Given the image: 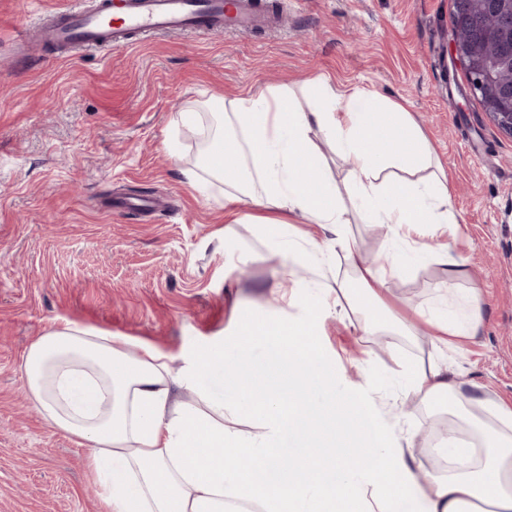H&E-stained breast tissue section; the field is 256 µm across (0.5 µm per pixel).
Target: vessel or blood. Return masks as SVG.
I'll return each mask as SVG.
<instances>
[{"mask_svg":"<svg viewBox=\"0 0 512 512\" xmlns=\"http://www.w3.org/2000/svg\"><path fill=\"white\" fill-rule=\"evenodd\" d=\"M261 21L252 0H99L92 10L84 8L83 0H69L55 21L39 14L27 31L49 42L117 49L133 33L243 31Z\"/></svg>","mask_w":512,"mask_h":512,"instance_id":"1","label":"vessel or blood"}]
</instances>
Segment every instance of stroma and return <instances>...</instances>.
Returning a JSON list of instances; mask_svg holds the SVG:
<instances>
[{
	"label": "stroma",
	"mask_w": 512,
	"mask_h": 512,
	"mask_svg": "<svg viewBox=\"0 0 512 512\" xmlns=\"http://www.w3.org/2000/svg\"><path fill=\"white\" fill-rule=\"evenodd\" d=\"M259 2L277 27L137 36L85 51L19 38L32 6L57 10L67 0H0V512L101 509L87 448L43 418L25 385L26 350L61 319L150 342L177 368L211 350L224 367L269 373V343L243 351L234 340L240 305L311 319L313 412L376 406L388 423L417 430L425 474L448 416L406 394V367L445 363L484 398L512 401V138L464 99V74L447 65L453 0ZM312 78L398 103L424 130L455 221L404 225L426 257L382 293L407 317L478 290L476 336L437 344L375 333L360 312L332 308L327 289L353 272L330 232L297 215L271 231L262 220L276 209L249 201L240 223L227 225L222 183L207 198L187 184L183 172L198 168L195 143L214 118L198 103L270 86L304 104ZM191 110L195 124H183ZM345 218L362 257L378 261L388 229L363 223L353 207ZM280 240L303 249L302 261L282 266ZM446 252L468 262V277L446 282Z\"/></svg>",
	"instance_id": "35a3bbf8"
}]
</instances>
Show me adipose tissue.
Wrapping results in <instances>:
<instances>
[{"label": "adipose tissue", "instance_id": "obj_1", "mask_svg": "<svg viewBox=\"0 0 512 512\" xmlns=\"http://www.w3.org/2000/svg\"><path fill=\"white\" fill-rule=\"evenodd\" d=\"M316 105L300 106L290 89H259L211 101L224 115L213 142L224 161L206 170L229 181L224 207L251 199L297 214L335 235L351 262L354 287L336 300L372 308V330L414 334L377 286L397 276L418 253L400 247L385 265L363 259L342 228L345 208L332 172L321 165L311 127L326 131L351 157L350 200L367 224L452 223L448 179L410 113L359 88L312 81ZM391 168L426 171L425 179L394 181ZM481 321L478 295L429 316L435 336H472ZM269 340L288 390L248 382L235 402L201 391L191 403L173 401L172 386L217 369L216 352L196 355L191 373L142 342L68 320L53 324L29 346L24 371L41 414L87 447L86 465L105 512H512V402L476 396L474 385L437 363L409 369L408 394L441 406L446 435L435 452L444 466L421 482L416 434L383 422L367 448L331 453L339 426L360 428L351 413L307 419L298 389L310 372L317 341L310 320L270 315L241 318L238 341ZM247 419L259 433L245 438L224 425ZM306 424L311 445L286 458L277 440L283 427Z\"/></svg>", "mask_w": 512, "mask_h": 512}]
</instances>
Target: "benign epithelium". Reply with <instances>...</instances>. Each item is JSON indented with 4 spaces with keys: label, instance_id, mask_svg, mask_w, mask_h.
<instances>
[{
    "label": "benign epithelium",
    "instance_id": "obj_1",
    "mask_svg": "<svg viewBox=\"0 0 512 512\" xmlns=\"http://www.w3.org/2000/svg\"><path fill=\"white\" fill-rule=\"evenodd\" d=\"M455 30L450 53L467 76L465 97L483 104L484 113L502 134L512 138V0H454ZM499 45L483 52L487 42Z\"/></svg>",
    "mask_w": 512,
    "mask_h": 512
}]
</instances>
